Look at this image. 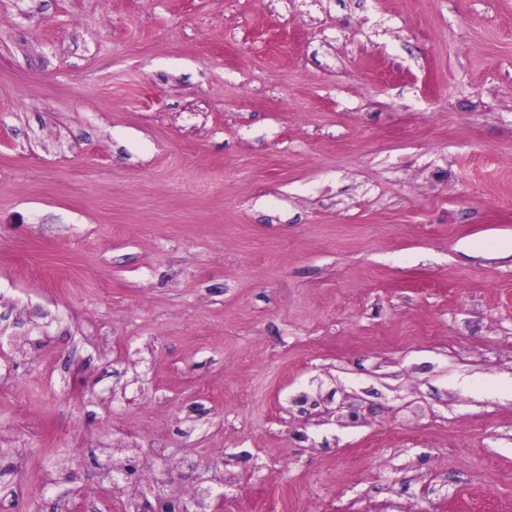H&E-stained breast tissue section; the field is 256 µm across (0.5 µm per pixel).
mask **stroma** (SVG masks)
Listing matches in <instances>:
<instances>
[{"label":"stroma","instance_id":"35a3bbf8","mask_svg":"<svg viewBox=\"0 0 512 512\" xmlns=\"http://www.w3.org/2000/svg\"><path fill=\"white\" fill-rule=\"evenodd\" d=\"M512 512V0H0V512Z\"/></svg>","mask_w":512,"mask_h":512}]
</instances>
